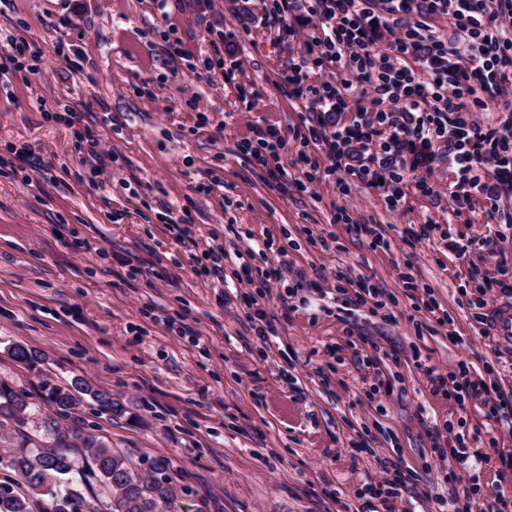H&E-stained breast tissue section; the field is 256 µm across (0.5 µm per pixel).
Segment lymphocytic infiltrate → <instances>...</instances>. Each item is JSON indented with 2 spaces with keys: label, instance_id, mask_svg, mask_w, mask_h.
Listing matches in <instances>:
<instances>
[{
  "label": "lymphocytic infiltrate",
  "instance_id": "1",
  "mask_svg": "<svg viewBox=\"0 0 512 512\" xmlns=\"http://www.w3.org/2000/svg\"><path fill=\"white\" fill-rule=\"evenodd\" d=\"M259 6L267 26L300 44L283 81L305 112L299 160L312 174L300 191L316 194L322 151L326 176L342 187L357 180L379 190L382 206L392 210L404 180L435 194L417 174L416 150L436 147L457 175L449 222L459 221L471 193L491 203L512 194V0H259ZM300 7L314 19L311 32L285 24ZM443 15L447 36L429 23ZM377 19L389 35L383 48L373 37ZM314 70L326 79L311 82ZM495 100L506 117L492 126L482 114ZM325 112L353 118L332 129L321 118ZM284 146L279 129L256 125L236 152L280 181Z\"/></svg>",
  "mask_w": 512,
  "mask_h": 512
}]
</instances>
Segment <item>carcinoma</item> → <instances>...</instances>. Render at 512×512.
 Here are the masks:
<instances>
[{
    "mask_svg": "<svg viewBox=\"0 0 512 512\" xmlns=\"http://www.w3.org/2000/svg\"><path fill=\"white\" fill-rule=\"evenodd\" d=\"M10 354L35 371L44 361L39 351L20 344ZM39 398L53 415L45 418L40 434L30 435L25 428L37 410L31 396L0 386V424L11 425L20 438L12 444L10 459H0V465L14 471L26 487L20 494L0 486V512H99L104 493L111 495L109 512H179L166 474L147 475L105 438L62 424L91 401L110 417L123 415L125 407L111 393L81 379L66 386L45 379Z\"/></svg>",
    "mask_w": 512,
    "mask_h": 512,
    "instance_id": "obj_1",
    "label": "carcinoma"
}]
</instances>
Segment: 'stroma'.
<instances>
[{"instance_id": "1", "label": "stroma", "mask_w": 512, "mask_h": 512, "mask_svg": "<svg viewBox=\"0 0 512 512\" xmlns=\"http://www.w3.org/2000/svg\"><path fill=\"white\" fill-rule=\"evenodd\" d=\"M227 22L224 58L239 63L230 82L203 64L210 29ZM171 31L176 61L161 51ZM20 39L33 53L19 70ZM61 43L81 69L57 54ZM299 53L263 26L256 0H168L162 11L155 0H0V384L38 393L37 375L9 354L18 343L44 353L54 382L110 392L123 417L91 405L83 418L143 470L163 464L180 512H496L512 499V470L497 456L512 431L487 418L482 398L459 411L434 380L464 366L512 395V357L461 303L476 268L494 283L488 301L512 298L500 276L512 269V234L497 233L512 197L493 216L474 197L452 223L447 198L412 185L393 210L357 181L346 192L323 181L316 200L296 191L301 118L282 75ZM241 86L260 92L254 108ZM66 108L74 126L55 119ZM255 124L281 130L286 182L235 153ZM88 131L118 151L109 178L90 170L77 138ZM421 224L441 225L447 240L404 242ZM462 238L474 245L460 257L446 243ZM212 246L228 257L205 274ZM404 264L417 291L397 278ZM247 267L284 278L245 290ZM364 278L381 312L352 308ZM167 316L199 342L169 332ZM462 439L464 463L453 454ZM387 466L406 477L389 505L371 493ZM473 485L491 492L467 500Z\"/></svg>"}]
</instances>
